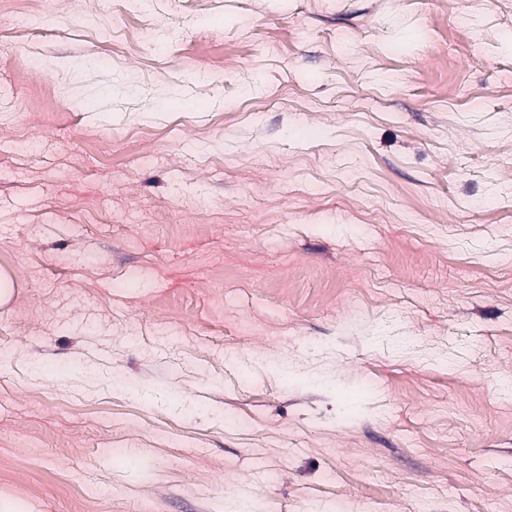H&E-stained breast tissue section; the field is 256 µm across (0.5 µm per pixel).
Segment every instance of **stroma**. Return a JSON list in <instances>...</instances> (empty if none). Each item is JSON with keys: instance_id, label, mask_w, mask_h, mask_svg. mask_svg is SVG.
<instances>
[{"instance_id": "1", "label": "stroma", "mask_w": 512, "mask_h": 512, "mask_svg": "<svg viewBox=\"0 0 512 512\" xmlns=\"http://www.w3.org/2000/svg\"><path fill=\"white\" fill-rule=\"evenodd\" d=\"M510 16L0 0V492L512 512Z\"/></svg>"}]
</instances>
